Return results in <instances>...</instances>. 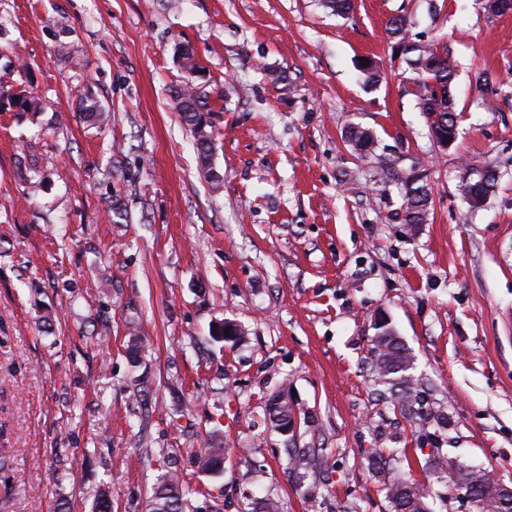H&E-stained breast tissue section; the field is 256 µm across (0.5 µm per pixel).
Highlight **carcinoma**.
Segmentation results:
<instances>
[{"label": "carcinoma", "instance_id": "1", "mask_svg": "<svg viewBox=\"0 0 512 512\" xmlns=\"http://www.w3.org/2000/svg\"><path fill=\"white\" fill-rule=\"evenodd\" d=\"M403 29L404 20L395 18L390 22L389 34L395 44L401 47L400 58L416 74L414 95L419 98L420 109L427 117L429 136L432 139L450 136L457 132V120L452 94L455 72L448 50L441 51L430 44H412L403 34ZM175 53L182 75L179 83L171 90L174 109L190 128L201 167L212 189L217 192L222 188L223 176L215 171L211 163L213 129L207 119L208 81L189 46L180 45ZM7 109L36 113L41 110L40 100L24 89L15 90L12 85L0 82V111ZM78 110L83 120L91 126L104 129L111 122L110 112L91 96L79 100ZM346 137L360 155L368 157L375 153L376 140L369 130L352 126ZM482 166L488 172L485 186L475 188V184L465 175L458 184V190L473 209L489 199L498 181V176L490 169V164L484 162ZM405 183L407 191L404 196L403 223L423 224L429 214L431 187L421 175H409L405 177ZM370 361L378 382L396 390L394 408L400 415L407 419L421 416V408L417 407L421 402L417 380L405 379L412 357L404 344L400 341L393 343L375 339ZM267 407L269 419L275 427L280 428L290 420L291 411L281 405L279 400L270 398ZM192 459L193 464L202 472L219 475L224 470V449L216 443L211 442L195 450ZM367 460L375 474H391L390 480L384 483V490L394 512H429L425 502V487L413 476L414 466L421 467L425 474L447 475L444 459L422 460L417 457L412 460L406 451L393 457V466L375 448L367 452ZM186 502V488L178 475L174 472L166 473L153 492V512H183Z\"/></svg>", "mask_w": 512, "mask_h": 512}]
</instances>
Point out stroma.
Segmentation results:
<instances>
[{"instance_id":"obj_1","label":"stroma","mask_w":512,"mask_h":512,"mask_svg":"<svg viewBox=\"0 0 512 512\" xmlns=\"http://www.w3.org/2000/svg\"><path fill=\"white\" fill-rule=\"evenodd\" d=\"M0 0V81L41 112H0V512H149L159 451L189 503L244 512H392L365 452L435 448L512 487V12L476 0ZM448 48L458 136L432 142L386 28ZM211 94L213 192L172 107L175 48ZM76 47L79 63L65 52ZM384 80L365 84L360 59ZM285 71L274 87L266 73ZM487 70L490 92L473 71ZM92 93L98 130L77 113ZM360 126L376 154L346 141ZM424 167L429 219L402 223L390 164ZM476 161L497 188L471 209ZM120 196L128 220L113 223ZM409 349L424 417L394 412L370 369L378 315ZM245 332L214 341L213 324ZM108 336H98L100 325ZM146 337L148 407L127 347ZM288 394L300 429L269 423ZM215 439L214 477L190 461ZM307 452V471L290 450ZM78 110L87 124L99 129L106 128L111 122L110 112L101 102L91 96H85L79 100ZM475 166H484L488 172V179L485 186H482L478 190H475V184H473L470 179L467 177L468 172L470 169H472ZM490 164L486 162L474 164L471 166L469 171L464 173V175L461 177V180L458 184V190L460 191L461 195L464 197V199L467 201L469 206L473 209H479L481 207H477V205L482 204L485 200L489 199L490 195L495 191L496 184L498 181V174L495 175V169L494 166L493 169H490ZM472 202V203H471Z\"/></svg>"}]
</instances>
